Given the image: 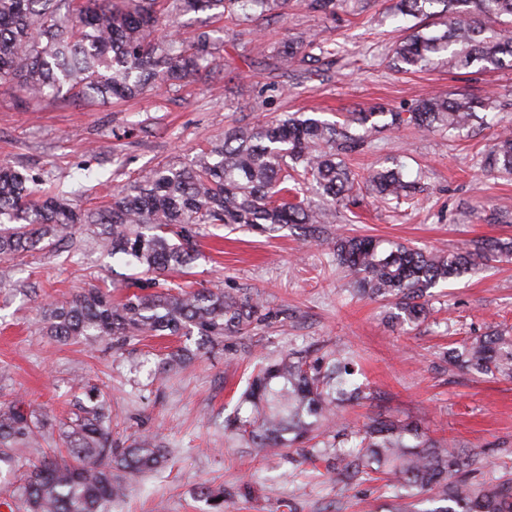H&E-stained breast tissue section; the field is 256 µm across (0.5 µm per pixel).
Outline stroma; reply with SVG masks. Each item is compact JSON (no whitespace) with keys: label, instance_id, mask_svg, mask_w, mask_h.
Instances as JSON below:
<instances>
[{"label":"stroma","instance_id":"obj_1","mask_svg":"<svg viewBox=\"0 0 512 512\" xmlns=\"http://www.w3.org/2000/svg\"><path fill=\"white\" fill-rule=\"evenodd\" d=\"M397 0H344L335 14L287 0L279 12L243 21L198 12L180 18L191 37L224 30V81L199 74L183 88L127 101L36 104L0 87V160L50 177L83 208L106 204L117 186L162 164H177L233 126L283 112L318 113L345 122L353 112H403L427 96H467L487 104L495 124L455 133L383 128L347 157L357 183L337 203L326 237L305 225L257 233L221 224L199 229L201 256L169 274V285L246 293L266 315L244 335L200 346L198 336H140L60 343L46 336L43 307L88 284L121 299L132 273L103 246L93 224L75 225L50 246L0 260V403L23 400L60 421L85 386L112 407V438L152 436L168 449L161 472L128 478L109 512H213L199 488L224 490V512H393L396 491L384 474L350 479L336 456L350 451L369 419L410 422L436 440L479 453L487 475L512 473V379L476 376L448 363V351L493 330L512 332V261H492L430 289L428 318L399 323L396 300L352 289L332 238L371 237L383 244L452 252L479 237L512 238V178L483 172L478 158L498 127L512 128V67L485 71L443 65L398 72L389 65L405 30L391 17ZM313 36L305 65L270 70V55L299 35ZM338 47L327 57L323 46ZM402 165L417 190L384 203L364 180ZM193 358L160 372L172 349ZM344 349L364 398L337 409L340 434L280 454L255 455L227 428L248 415L241 395L256 366L294 355L314 360Z\"/></svg>","mask_w":512,"mask_h":512}]
</instances>
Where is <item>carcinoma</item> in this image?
<instances>
[{"label":"carcinoma","instance_id":"carcinoma-1","mask_svg":"<svg viewBox=\"0 0 512 512\" xmlns=\"http://www.w3.org/2000/svg\"><path fill=\"white\" fill-rule=\"evenodd\" d=\"M280 0H0V85L17 87L33 102L124 101L168 82L208 71L224 77V44L201 32L187 41L158 35L164 22L181 15L211 11L213 16L246 18L271 10ZM439 5L429 12L426 7ZM399 13L417 19L393 50L395 65L408 72L444 60L452 68L478 64L496 70L512 63V0H399ZM442 19L441 31L422 19ZM500 28L487 31L483 21ZM312 42L298 37L276 54L283 65L308 58ZM480 104L468 97L434 96L408 112L390 113L393 127L420 131H459L479 116ZM372 112H357L344 125L316 116L285 114L250 127H232L180 165L150 169L117 187L111 201L93 212L81 209L60 186L25 169L0 163V259L35 250L46 239L63 236L73 224L106 226L104 245L122 254L134 268L154 279L132 278L119 301L97 286L71 300L44 308L47 335L58 342L138 336H190L208 341L239 334L258 320L261 308L247 295L200 288L189 292H154L156 278L187 268L198 257L197 226L238 225L261 232L288 224L317 229L329 223L326 209H315L300 196L309 179L336 201L350 192L354 178L343 156L363 148L376 131ZM356 124L363 133L351 132ZM480 167L512 175V132L496 138ZM293 187H288V182ZM381 200H399L411 183L402 168L373 171L367 180ZM176 228L177 241L166 237ZM336 262L352 270L357 290L369 296L396 297L403 321L426 318V291L456 279L495 258L512 257V241L482 238L455 253L426 252L403 244L389 249L373 238L338 237ZM187 358L178 348L159 369L171 371ZM349 354L338 350L332 372L295 357L259 365L244 397L253 417L237 426L259 452L290 448L315 431L334 427V409L363 398L361 387L346 375ZM453 364L475 375L512 378V336L496 331L479 336L449 353ZM65 435L67 456L59 461L28 463L15 497L22 512H108L124 494L127 475L153 473L166 464L165 449L143 438L121 447L112 441V409L94 387L84 391ZM52 420L20 400L0 403V472L13 470L20 453L40 446ZM358 451L343 459L350 476L382 471L393 487L434 490L450 506L435 512H512V477L476 480L466 469L476 454L433 441L409 424L374 419L367 424Z\"/></svg>","mask_w":512,"mask_h":512}]
</instances>
